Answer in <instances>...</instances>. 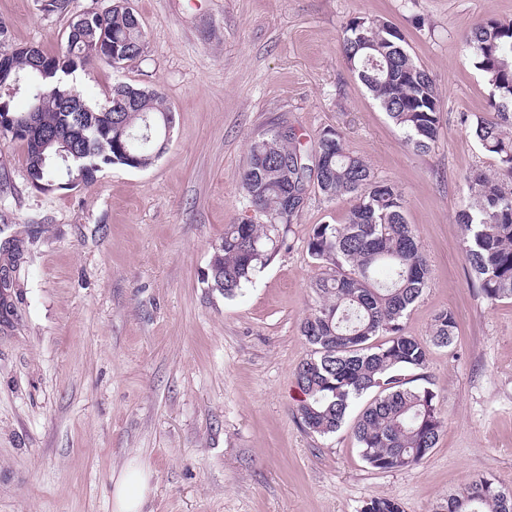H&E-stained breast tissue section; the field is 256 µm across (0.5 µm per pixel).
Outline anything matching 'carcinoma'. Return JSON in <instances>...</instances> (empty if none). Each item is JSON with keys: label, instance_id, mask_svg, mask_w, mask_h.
<instances>
[{"label": "carcinoma", "instance_id": "cac0c4a2", "mask_svg": "<svg viewBox=\"0 0 512 512\" xmlns=\"http://www.w3.org/2000/svg\"><path fill=\"white\" fill-rule=\"evenodd\" d=\"M70 21L65 47L49 52L38 45L10 43L9 23L0 18V116L14 122L0 134L25 142V166L36 188L81 176L93 182L103 168H147L158 159L156 119L170 112L156 89L119 84L105 103L90 106L74 80L94 61L109 66L140 57L145 39L130 0H112ZM106 40L112 57L94 50ZM464 45L490 87L488 115L468 125L470 134L495 160L493 176L466 177L467 202L457 214L463 253L482 296L512 301V24L488 19L466 33ZM341 50L349 68L407 146L425 153L440 128L441 97L434 79L416 62L401 30L381 18L355 17L346 25ZM37 108L39 134L19 135V117ZM79 155L69 170L58 151ZM241 185L261 224H228L212 247L210 283L235 296L264 268L280 235L303 210L310 191L328 201H352L342 224H319L307 242L321 268L314 284L322 303L300 326L310 353L294 371L304 396L301 424L319 435L336 433L354 404L374 397L359 411L353 434L362 460L393 471L425 460L445 427L437 394L406 377L426 367L433 347L451 346L458 333L453 312L434 318L430 339L405 331L404 319L422 297L430 264L406 219L407 201L392 182L327 129L306 145L285 125L250 144ZM362 512H403L399 502L374 498ZM448 512H512V488L479 476L448 496Z\"/></svg>", "mask_w": 512, "mask_h": 512}]
</instances>
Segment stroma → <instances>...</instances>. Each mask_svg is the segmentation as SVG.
<instances>
[{"mask_svg":"<svg viewBox=\"0 0 512 512\" xmlns=\"http://www.w3.org/2000/svg\"><path fill=\"white\" fill-rule=\"evenodd\" d=\"M144 55L94 62L93 104L124 83L156 88L174 115L148 168L113 165L82 189L42 193L24 146L0 136V512H112V474L153 472L144 512H361L371 499L446 512L476 476L512 488V301L469 279L456 214L467 175L495 162L467 134L489 88L463 47L512 0H131ZM405 35L442 101L431 150L407 147L340 50L354 17ZM11 41L57 51L69 19L0 0ZM339 131L398 186L430 282L405 319L425 339L443 310L456 342L423 371L445 428L431 455L391 472L366 465L350 425L322 437L297 415L294 380L320 303L306 250L349 201L310 194L271 262L232 298L207 280L229 224L255 217L241 186L252 139L279 124Z\"/></svg>","mask_w":512,"mask_h":512,"instance_id":"1","label":"stroma"}]
</instances>
